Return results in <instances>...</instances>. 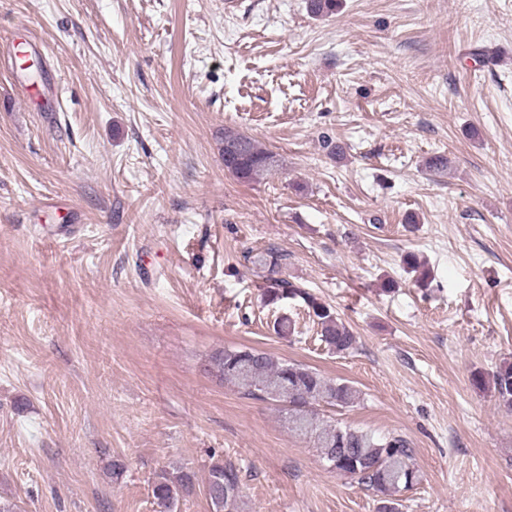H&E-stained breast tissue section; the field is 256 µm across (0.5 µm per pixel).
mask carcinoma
<instances>
[{"label": "carcinoma", "instance_id": "cac0c4a2", "mask_svg": "<svg viewBox=\"0 0 512 512\" xmlns=\"http://www.w3.org/2000/svg\"><path fill=\"white\" fill-rule=\"evenodd\" d=\"M221 142L224 168L239 180H258L277 167L276 156L242 132L226 127ZM285 259L274 248L253 258L256 273L265 281L267 302L302 298L328 350L346 354L354 349L356 336L328 306L280 277ZM211 365L220 380L234 385L243 395L280 405L290 432L312 442L327 464L351 473L354 480L379 497L377 512H400L397 494L420 482L415 451L406 438L374 436L320 417L317 406L322 402L343 408L361 399L360 390L349 382L328 380L304 364L279 362L247 347L226 348L212 357ZM473 381L478 387L491 388L498 406L512 414L511 362H503L489 376L479 373ZM195 490L194 474L177 468L157 475L152 496L159 512H174L177 502ZM206 494L213 512H242L240 471L222 459L213 461L208 468Z\"/></svg>", "mask_w": 512, "mask_h": 512}]
</instances>
